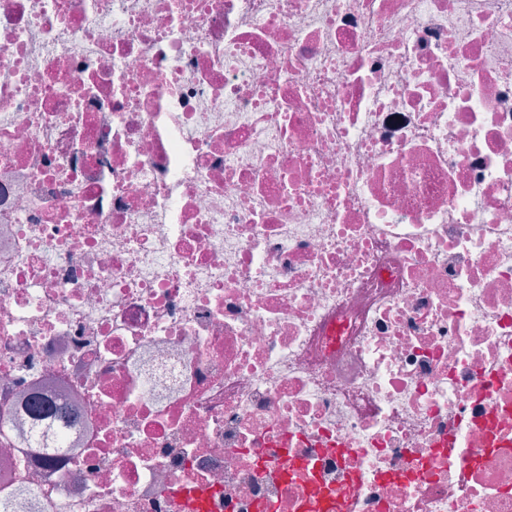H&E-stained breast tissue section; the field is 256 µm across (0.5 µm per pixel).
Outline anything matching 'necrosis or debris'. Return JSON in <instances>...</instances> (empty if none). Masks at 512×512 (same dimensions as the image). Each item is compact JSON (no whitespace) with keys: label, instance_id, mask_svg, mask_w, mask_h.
I'll list each match as a JSON object with an SVG mask.
<instances>
[{"label":"necrosis or debris","instance_id":"necrosis-or-debris-1","mask_svg":"<svg viewBox=\"0 0 512 512\" xmlns=\"http://www.w3.org/2000/svg\"><path fill=\"white\" fill-rule=\"evenodd\" d=\"M189 494L512 512V0H0V512Z\"/></svg>","mask_w":512,"mask_h":512}]
</instances>
